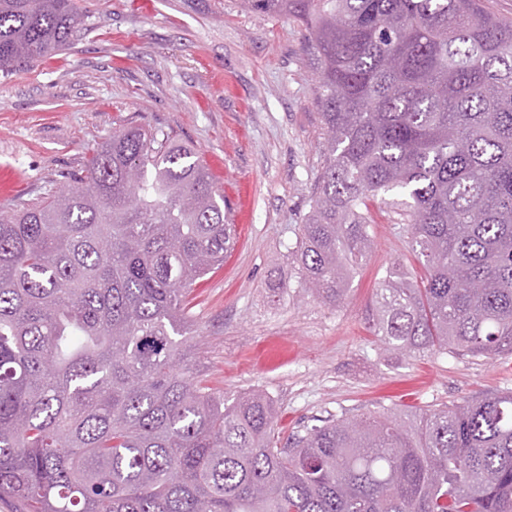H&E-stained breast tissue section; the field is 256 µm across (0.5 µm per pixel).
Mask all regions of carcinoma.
Masks as SVG:
<instances>
[{"label":"carcinoma","mask_w":512,"mask_h":512,"mask_svg":"<svg viewBox=\"0 0 512 512\" xmlns=\"http://www.w3.org/2000/svg\"><path fill=\"white\" fill-rule=\"evenodd\" d=\"M308 33L326 130L293 251L334 305L406 224L419 280L372 326L406 355L512 354V20L484 0H244ZM77 0H0V76L63 50ZM232 225L198 151L128 125L0 213V500L17 512H512V391L281 440L261 391L198 384L185 298Z\"/></svg>","instance_id":"carcinoma-1"}]
</instances>
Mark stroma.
Listing matches in <instances>:
<instances>
[{
	"label": "stroma",
	"mask_w": 512,
	"mask_h": 512,
	"mask_svg": "<svg viewBox=\"0 0 512 512\" xmlns=\"http://www.w3.org/2000/svg\"><path fill=\"white\" fill-rule=\"evenodd\" d=\"M69 49L0 78V211L66 185L129 123L173 131L206 161L240 216L224 264L192 288L201 385L262 390L288 433L329 415L436 409L512 390V356L388 350L371 329L378 288L419 265L407 228L377 217L374 250L344 299L311 297L291 249L323 167L325 131L305 32L240 0H81Z\"/></svg>",
	"instance_id": "1"
}]
</instances>
